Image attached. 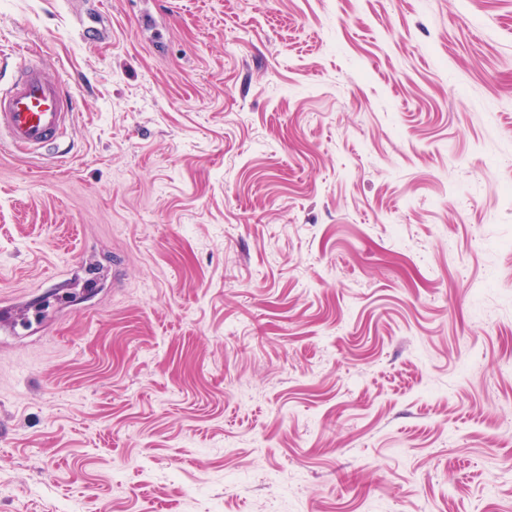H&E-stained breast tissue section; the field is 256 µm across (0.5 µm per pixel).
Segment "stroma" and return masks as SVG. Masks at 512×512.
<instances>
[{"mask_svg":"<svg viewBox=\"0 0 512 512\" xmlns=\"http://www.w3.org/2000/svg\"><path fill=\"white\" fill-rule=\"evenodd\" d=\"M74 94L0 153V512H512V0H0Z\"/></svg>","mask_w":512,"mask_h":512,"instance_id":"1","label":"stroma"}]
</instances>
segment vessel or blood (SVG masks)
Instances as JSON below:
<instances>
[{"label": "vessel or blood", "instance_id": "vessel-or-blood-1", "mask_svg": "<svg viewBox=\"0 0 512 512\" xmlns=\"http://www.w3.org/2000/svg\"><path fill=\"white\" fill-rule=\"evenodd\" d=\"M16 54L24 66L0 90V149L35 156L63 136L77 103L62 81L48 77L42 57L23 47Z\"/></svg>", "mask_w": 512, "mask_h": 512}]
</instances>
